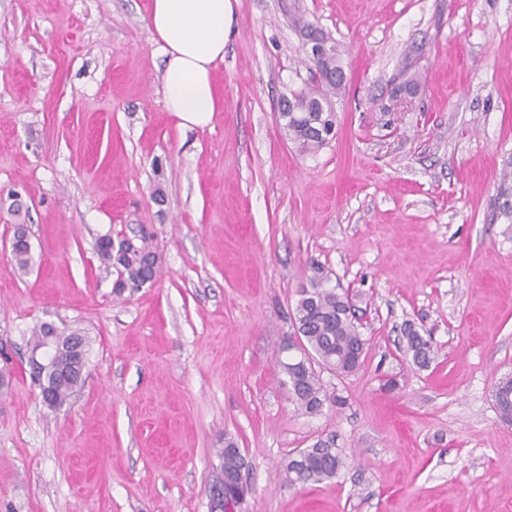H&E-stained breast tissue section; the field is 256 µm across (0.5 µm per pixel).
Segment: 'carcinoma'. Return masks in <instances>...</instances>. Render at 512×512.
Wrapping results in <instances>:
<instances>
[{
	"mask_svg": "<svg viewBox=\"0 0 512 512\" xmlns=\"http://www.w3.org/2000/svg\"><path fill=\"white\" fill-rule=\"evenodd\" d=\"M321 66L326 78L317 79V92H291L289 108L279 113L288 136L303 151L310 153L319 151L332 139L336 113L332 111L331 97L345 86L346 80L339 47H333L321 61ZM97 254L104 269L110 271L115 267L119 271L114 283L119 293L127 288H141L147 279L148 258H153L155 269H160L159 259L145 237L128 244L124 239L114 242L111 236L104 235L97 242ZM11 255L17 269L23 272L28 270L32 260V248L28 243L17 242ZM311 270L310 286L298 290L293 313L295 335L298 336L303 355L288 360L283 367L289 393L310 414L320 411L324 404L315 367L328 369L340 376L351 375L364 365L368 353V340L362 336L353 318L349 295L325 287L329 277L323 267L313 265ZM50 334L56 336V347L61 356L69 358L75 371L69 378L48 382L49 396L43 403L51 410H58L68 404L80 387L83 379L80 372L87 362V341L78 331H50L48 324L43 323L35 331L31 348H41ZM401 350L421 368L434 359L432 340L422 336L410 322L405 323L402 330ZM493 397L502 419L512 423V376L498 381ZM222 457L224 476L227 478L236 477L245 466L244 457L230 437L224 439ZM343 465L334 440L320 438L312 446L300 450L288 463L286 476L292 484L321 483L336 477Z\"/></svg>",
	"mask_w": 512,
	"mask_h": 512,
	"instance_id": "cac0c4a2",
	"label": "carcinoma"
}]
</instances>
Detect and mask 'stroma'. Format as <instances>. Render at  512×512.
Here are the masks:
<instances>
[{
    "label": "stroma",
    "instance_id": "obj_1",
    "mask_svg": "<svg viewBox=\"0 0 512 512\" xmlns=\"http://www.w3.org/2000/svg\"><path fill=\"white\" fill-rule=\"evenodd\" d=\"M149 7L0 0V512H222L228 437L238 512H512L492 397L512 375V0H235L221 107L193 129L165 107ZM296 15L344 52L314 154L277 110L310 79ZM143 227L159 274L116 293L97 241ZM314 261L370 349L357 374L320 370L342 402L310 415L281 364ZM408 321L427 368L399 349ZM45 322L89 340L56 411L26 371ZM326 437L344 468L290 484ZM221 454L224 459V477L233 479L245 466V459L237 448L235 441L230 437L225 438L224 450Z\"/></svg>",
    "mask_w": 512,
    "mask_h": 512
}]
</instances>
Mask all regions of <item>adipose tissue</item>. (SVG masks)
Wrapping results in <instances>:
<instances>
[{"label": "adipose tissue", "mask_w": 512, "mask_h": 512, "mask_svg": "<svg viewBox=\"0 0 512 512\" xmlns=\"http://www.w3.org/2000/svg\"><path fill=\"white\" fill-rule=\"evenodd\" d=\"M232 24V0H151L149 25L166 57V106L182 127H206L219 109L212 71Z\"/></svg>", "instance_id": "adipose-tissue-1"}]
</instances>
